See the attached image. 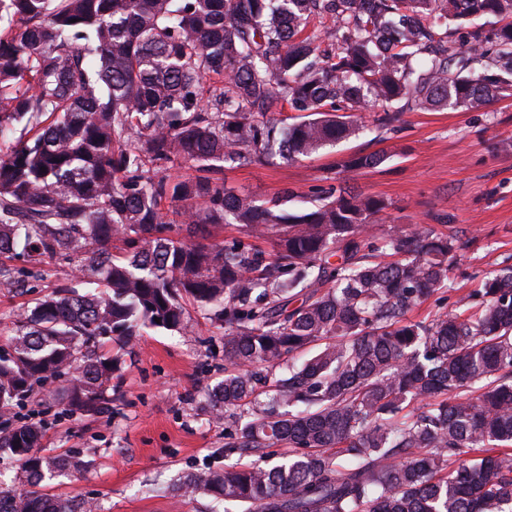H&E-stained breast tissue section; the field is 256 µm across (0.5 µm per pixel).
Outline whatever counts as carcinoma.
I'll return each instance as SVG.
<instances>
[{"instance_id": "cac0c4a2", "label": "carcinoma", "mask_w": 512, "mask_h": 512, "mask_svg": "<svg viewBox=\"0 0 512 512\" xmlns=\"http://www.w3.org/2000/svg\"><path fill=\"white\" fill-rule=\"evenodd\" d=\"M482 16L510 22L468 30ZM508 91L512 0H0V285L55 260L95 286L18 315L0 417L58 381L65 413L108 412L107 343L186 333L190 303L224 323L215 416L247 421L224 443L244 461L185 490L248 512H512V265L411 320L451 287L456 235L380 237L382 197L330 186L288 211L222 177L308 157L377 107L471 111ZM41 438L0 427L25 483L0 482V512H86L38 489L81 466ZM269 448L288 454L259 463Z\"/></svg>"}]
</instances>
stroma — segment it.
<instances>
[{
    "instance_id": "35a3bbf8",
    "label": "stroma",
    "mask_w": 512,
    "mask_h": 512,
    "mask_svg": "<svg viewBox=\"0 0 512 512\" xmlns=\"http://www.w3.org/2000/svg\"><path fill=\"white\" fill-rule=\"evenodd\" d=\"M358 136L292 162L228 168L224 182L264 201L282 191L288 209L315 195L324 182L354 186L392 207L379 229L427 224L456 234L467 246L457 254L461 272L453 288L431 297L413 318L453 311L464 291L489 272L512 265V96L476 111H406L387 125L366 113ZM379 152L376 168L345 171L341 160ZM68 284L86 291L71 265L52 262L24 287L0 286V346L24 309ZM192 332L143 329L112 378V409L97 417L67 416L55 398L39 391L12 422L40 424L43 456L73 457L80 470L47 478L49 495L93 505L96 512H244L176 486L187 475L236 462L224 446L230 420L212 414L209 392L224 378V325L207 311L189 307Z\"/></svg>"
}]
</instances>
